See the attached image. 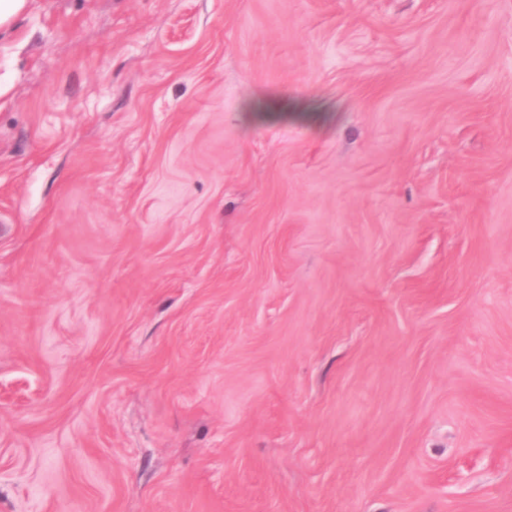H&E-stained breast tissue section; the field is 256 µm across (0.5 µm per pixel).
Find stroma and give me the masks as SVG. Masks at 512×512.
Returning <instances> with one entry per match:
<instances>
[{"mask_svg": "<svg viewBox=\"0 0 512 512\" xmlns=\"http://www.w3.org/2000/svg\"><path fill=\"white\" fill-rule=\"evenodd\" d=\"M0 512H512V0H27Z\"/></svg>", "mask_w": 512, "mask_h": 512, "instance_id": "stroma-1", "label": "stroma"}]
</instances>
